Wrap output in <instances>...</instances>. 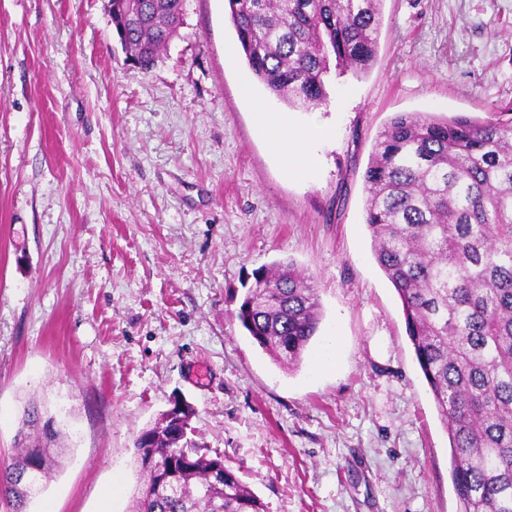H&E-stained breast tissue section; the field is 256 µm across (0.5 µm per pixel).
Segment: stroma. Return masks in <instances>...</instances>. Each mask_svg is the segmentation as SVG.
Segmentation results:
<instances>
[{
  "label": "stroma",
  "mask_w": 512,
  "mask_h": 512,
  "mask_svg": "<svg viewBox=\"0 0 512 512\" xmlns=\"http://www.w3.org/2000/svg\"><path fill=\"white\" fill-rule=\"evenodd\" d=\"M382 16L371 70L331 75L305 111L255 79L224 0H187L147 73L105 0H0V457L26 400L68 422L28 512H131L134 441L179 395L266 512H457L363 173L394 113L484 121L512 102V0H384ZM247 90L331 128L306 174L257 135ZM282 259L323 315L291 370L235 317Z\"/></svg>",
  "instance_id": "obj_1"
}]
</instances>
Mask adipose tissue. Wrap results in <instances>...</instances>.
Instances as JSON below:
<instances>
[{
	"label": "adipose tissue",
	"instance_id": "ef3b65f1",
	"mask_svg": "<svg viewBox=\"0 0 512 512\" xmlns=\"http://www.w3.org/2000/svg\"><path fill=\"white\" fill-rule=\"evenodd\" d=\"M258 118V132L288 174L303 171L310 160L312 146L329 137L328 128L320 125L298 127L286 114L267 111L261 102H254Z\"/></svg>",
	"mask_w": 512,
	"mask_h": 512
}]
</instances>
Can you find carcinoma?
I'll list each match as a JSON object with an SVG mask.
<instances>
[{"label":"carcinoma","instance_id":"obj_1","mask_svg":"<svg viewBox=\"0 0 512 512\" xmlns=\"http://www.w3.org/2000/svg\"><path fill=\"white\" fill-rule=\"evenodd\" d=\"M383 0H227L247 65L292 108L329 101L331 72L375 64ZM186 0H112V26L132 66L146 73L177 35ZM364 224L374 259L394 286L406 333L448 433L458 512H512V108L476 122L398 112L378 134L363 175ZM236 317L283 367L298 365L317 334V288L293 261L255 273ZM20 452L0 459V499L26 505L57 466L56 431L34 425ZM136 446L147 479L133 512H264L230 470L210 481L220 460L186 438L152 427ZM170 461L172 477L145 460ZM41 460L24 477L29 460Z\"/></svg>","mask_w":512,"mask_h":512}]
</instances>
